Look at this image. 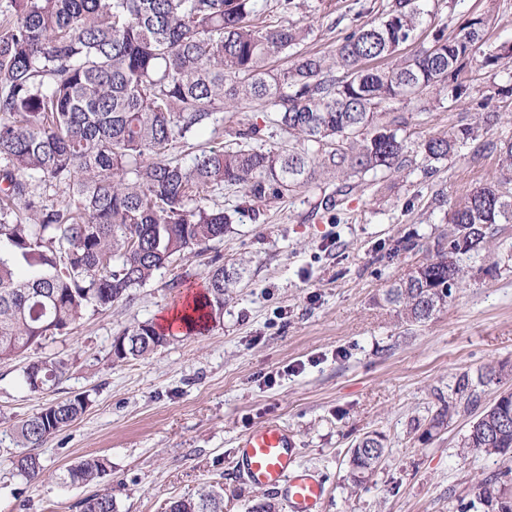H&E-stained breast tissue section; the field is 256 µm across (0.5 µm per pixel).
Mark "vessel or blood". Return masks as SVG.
<instances>
[{"label":"vessel or blood","instance_id":"1","mask_svg":"<svg viewBox=\"0 0 512 512\" xmlns=\"http://www.w3.org/2000/svg\"><path fill=\"white\" fill-rule=\"evenodd\" d=\"M234 467L246 483L282 490L287 512H321L324 485L314 472L300 467L294 436L281 423L267 420L246 432Z\"/></svg>","mask_w":512,"mask_h":512}]
</instances>
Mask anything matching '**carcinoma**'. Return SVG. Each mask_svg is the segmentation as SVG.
<instances>
[{
	"mask_svg": "<svg viewBox=\"0 0 512 512\" xmlns=\"http://www.w3.org/2000/svg\"><path fill=\"white\" fill-rule=\"evenodd\" d=\"M426 2L389 0L332 56L291 53V65L275 72L269 60L290 53L309 31L286 18L262 24L259 0H10L0 16V361L44 348L85 313L112 308L177 257L224 238L234 214L209 205V193L226 184L266 203L334 178L336 191L320 202L333 212L367 178L404 168L415 153L430 163L453 155L457 137L433 136L414 148L400 123L381 117L394 103L445 86L462 98L468 65L500 68L512 62V44L483 50V16L421 42ZM405 45L414 50L401 53ZM249 99L269 106L272 123L299 146L254 148L261 128L251 124L235 132V148L213 144L189 165L170 158ZM470 106L484 124L498 120L487 102ZM51 191L61 192L59 203L49 202ZM448 223L434 255L384 295L402 323H423L444 308L466 275L463 257L489 251L494 226L512 223V195L491 185L473 190ZM247 272L243 261L211 270L202 301L188 309V330L216 322L224 296ZM168 337L156 323L138 322L114 339L113 355L136 359ZM65 373L63 360L45 355L24 367L23 381L45 393ZM477 399L473 383L461 379L433 426ZM87 405L78 394L15 428L21 474L40 477L39 457L25 449L69 426ZM501 419L485 409L465 445L488 455L512 451V419ZM384 454L379 437L359 439L348 457L353 482L363 484ZM109 467L94 456L67 474L91 485ZM508 476L477 485L491 512H512ZM177 503L179 512H224V496L213 488ZM81 512H116V505L95 493Z\"/></svg>",
	"mask_w": 512,
	"mask_h": 512,
	"instance_id": "carcinoma-1",
	"label": "carcinoma"
}]
</instances>
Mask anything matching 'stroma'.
<instances>
[{
  "mask_svg": "<svg viewBox=\"0 0 512 512\" xmlns=\"http://www.w3.org/2000/svg\"><path fill=\"white\" fill-rule=\"evenodd\" d=\"M290 18L311 27L300 51L332 54L357 26L374 20L379 0H296ZM421 41L451 34L486 15L484 46L512 43V0H430ZM512 63L470 65L471 98L499 112L498 124L461 142L447 160L392 173L347 198L336 215L319 209L316 186L261 206L224 239L157 272L112 309L78 319L48 344L67 371L52 391L34 394L22 369L36 352L0 363V512H80L94 491L112 495L117 512H165L169 501L214 488L224 512H250L279 490L257 488L233 472L240 437L265 420L288 427L298 461L325 484L322 512H488L474 504V485L512 469V457L465 447L473 415L431 421L462 376L498 368L478 387V407L512 389V223L498 227L496 248L465 259L467 274L440 312L422 324H400L383 301L391 283L427 256L448 229L453 205L476 187L512 190L499 151L512 143ZM466 101L442 92L422 109L396 104L412 142L455 133L475 122ZM268 107L242 102L217 124L220 142L236 129L264 124L261 148L288 147L287 133L265 125ZM418 242L394 258L397 240ZM249 273L224 301L220 322L202 333L170 336L149 356L115 360L113 339L125 327L160 317L207 285L208 271L238 259ZM87 395L86 411L37 448L38 480L19 475L8 449L15 425L46 404ZM382 436L385 455L362 485L347 464L350 448ZM90 456L112 469L98 486L70 483L68 468Z\"/></svg>",
  "mask_w": 512,
  "mask_h": 512,
  "instance_id": "35a3bbf8",
  "label": "stroma"
}]
</instances>
